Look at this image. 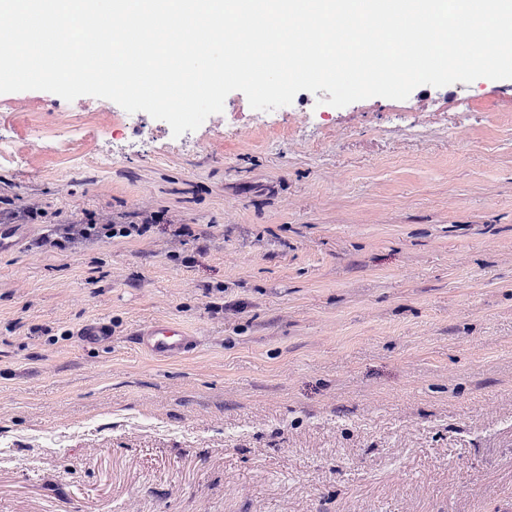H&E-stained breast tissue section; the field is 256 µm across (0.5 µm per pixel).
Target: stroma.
Wrapping results in <instances>:
<instances>
[{"label": "stroma", "instance_id": "1", "mask_svg": "<svg viewBox=\"0 0 512 512\" xmlns=\"http://www.w3.org/2000/svg\"><path fill=\"white\" fill-rule=\"evenodd\" d=\"M430 96L258 126L234 91L186 147L0 109V207L208 227L0 255V512H512V79ZM156 319L199 349L140 351ZM78 336L84 345L110 347L112 345V322L105 319H93L84 323Z\"/></svg>", "mask_w": 512, "mask_h": 512}]
</instances>
